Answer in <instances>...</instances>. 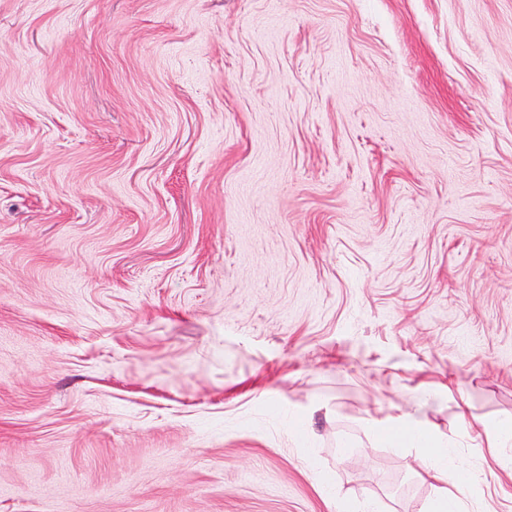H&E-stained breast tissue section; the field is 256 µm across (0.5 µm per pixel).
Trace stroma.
<instances>
[{
  "mask_svg": "<svg viewBox=\"0 0 512 512\" xmlns=\"http://www.w3.org/2000/svg\"><path fill=\"white\" fill-rule=\"evenodd\" d=\"M461 412L512 418V0H0V512H420L369 420Z\"/></svg>",
  "mask_w": 512,
  "mask_h": 512,
  "instance_id": "stroma-1",
  "label": "stroma"
}]
</instances>
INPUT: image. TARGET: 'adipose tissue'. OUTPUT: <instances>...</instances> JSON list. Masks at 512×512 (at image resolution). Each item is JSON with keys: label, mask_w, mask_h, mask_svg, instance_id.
Here are the masks:
<instances>
[{"label": "adipose tissue", "mask_w": 512, "mask_h": 512, "mask_svg": "<svg viewBox=\"0 0 512 512\" xmlns=\"http://www.w3.org/2000/svg\"><path fill=\"white\" fill-rule=\"evenodd\" d=\"M372 425L374 429L390 432L392 445L422 449V469L437 484L434 497L424 504L422 512H460L458 494L471 476L455 451L456 433L442 434L407 413L385 420L373 419Z\"/></svg>", "instance_id": "1"}]
</instances>
